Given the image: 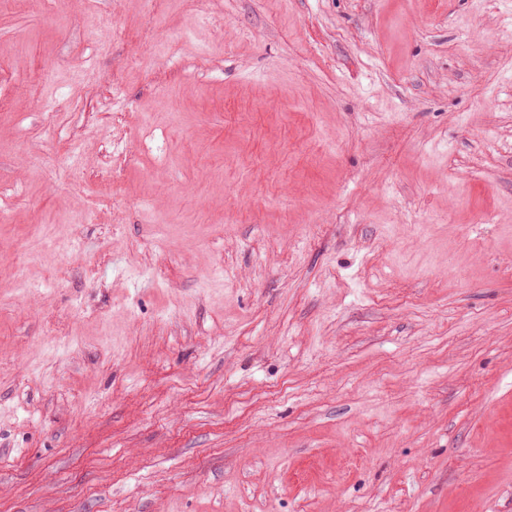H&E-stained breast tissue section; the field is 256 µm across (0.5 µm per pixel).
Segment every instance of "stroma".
<instances>
[{
    "mask_svg": "<svg viewBox=\"0 0 512 512\" xmlns=\"http://www.w3.org/2000/svg\"><path fill=\"white\" fill-rule=\"evenodd\" d=\"M1 205L0 512H512V0H0Z\"/></svg>",
    "mask_w": 512,
    "mask_h": 512,
    "instance_id": "35a3bbf8",
    "label": "stroma"
}]
</instances>
